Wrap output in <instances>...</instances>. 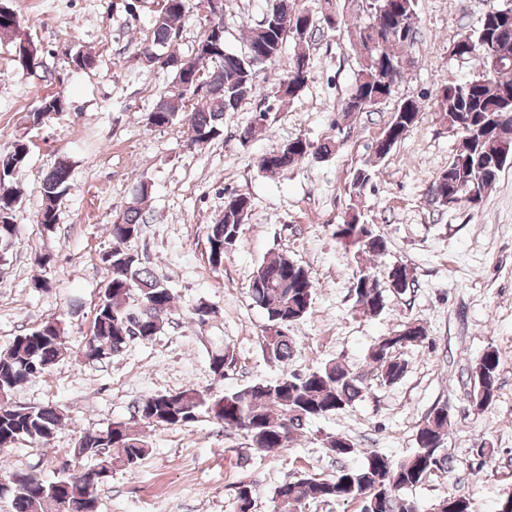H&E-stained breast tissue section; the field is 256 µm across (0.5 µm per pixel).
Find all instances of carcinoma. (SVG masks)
<instances>
[{"label": "carcinoma", "instance_id": "carcinoma-1", "mask_svg": "<svg viewBox=\"0 0 512 512\" xmlns=\"http://www.w3.org/2000/svg\"><path fill=\"white\" fill-rule=\"evenodd\" d=\"M200 0H161L146 39L137 44L141 61L151 67L160 63L170 68L174 79L169 91L160 96L148 121L163 128L177 117L187 127L188 145L203 149L224 134L225 116L257 90L260 67L253 64L252 53L265 57L272 65L279 58L287 40L296 33L278 22L288 19L301 22L312 12L299 0H273L265 20L249 29L246 50L231 51L224 45V26L206 22L202 36L189 57L161 50L171 42L182 19L199 12ZM362 22L354 27L359 43L358 66L347 96L342 100L343 116L371 112L380 99L389 98L396 83L413 63L412 50L417 31V0H354ZM0 38L14 43L15 61L22 71H30L28 48L33 41L18 37L20 19L9 4L0 0ZM466 47L460 58L476 56L481 68L459 87L449 82L438 91L437 112L448 129L460 135L455 155L460 163L451 162L433 181L429 196L433 204L444 207L441 197L452 191L461 205L480 204L486 191L497 181L501 169L512 164V7L487 12L478 28L460 35ZM309 72L297 81L284 76L274 92L279 99H291L306 85ZM61 95L43 98L28 123L35 127L52 114L64 111ZM422 103L404 99L386 127L398 144L403 130H413L420 119ZM31 152L30 142L17 138L10 148L0 152V255L11 247L16 235L15 212L23 199L18 177ZM330 152L324 143L312 148L309 141L298 138L270 149L261 161L263 173L274 176L305 160L312 154ZM70 167L57 162L44 177L40 194L42 207L37 223L51 228L58 221V202L70 189ZM372 174L366 166L352 172L350 197L364 194ZM151 186L142 182L135 189L122 215L109 225L111 250L102 255L107 285L93 307L90 333L81 349L84 361L99 362L122 352L129 341L137 338L149 342L162 334L167 324L174 295L164 281L154 276L140 255L128 248L146 223L142 203ZM252 208L250 197L237 196V202L224 203V213L208 227V262L215 270L224 264V254L240 242L241 226ZM341 245L356 254H383L388 245L375 229L357 221V209L334 231ZM386 278L401 277L404 294L414 287V277L403 264L390 265ZM315 288L311 273L304 266L280 254L262 262L254 272L249 293L253 303L265 310L267 323L260 336L265 356L274 362L287 363L296 350L289 331L307 314ZM355 310L364 316H377L386 306L384 290L377 286V274L369 267L360 268L351 283ZM61 318H53L27 333L16 336L9 347L0 351V447L18 441L38 444L51 437L66 419L59 407L46 404L22 407L11 402V394L29 380L47 373L63 359L64 328ZM427 340L424 326L407 323L394 334L381 338L368 349L367 361L380 370L382 379L396 383L406 373L407 364L401 350L420 346ZM499 356L486 350L471 369L473 390L470 400L477 412L488 409L498 391ZM367 394L365 376L336 360L327 361L303 373H286L266 383L247 385L213 393L204 399L199 390L188 386L175 392L151 394L134 407L127 420L114 421L95 433L82 435L71 453L94 461V467L78 477H60L45 482L39 477L15 471L0 482V498L10 500L12 512H59L66 500L70 512H98V489L104 481L94 475L106 471L107 478L116 465L133 469L148 454L144 433L148 428L181 427L198 420L201 413L222 427L242 433L250 445L270 453L288 448L303 430V423L351 408ZM450 429L448 409H434L416 433V448L407 457L393 461L377 451L366 453L355 468L344 465L330 478L302 476L279 486L273 496L272 512H302L311 501L361 503V512H411L415 500L404 491L416 487L448 464L443 453ZM325 447L336 460H344L356 451L355 443L343 435L326 437ZM236 512H252L251 485L241 482L235 496ZM443 512H469L467 498L450 493L439 499L433 509Z\"/></svg>", "mask_w": 512, "mask_h": 512}]
</instances>
